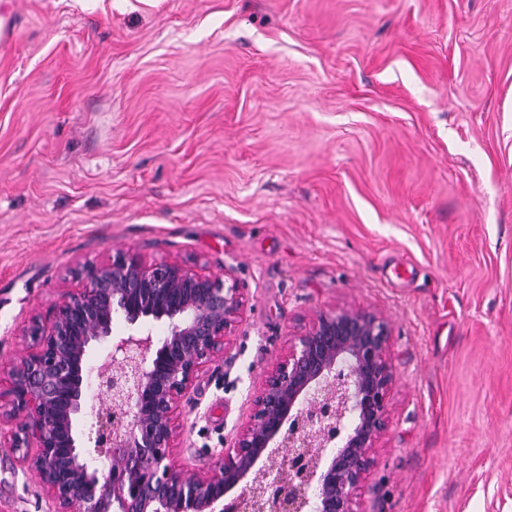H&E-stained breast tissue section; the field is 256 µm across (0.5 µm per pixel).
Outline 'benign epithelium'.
<instances>
[{
	"mask_svg": "<svg viewBox=\"0 0 512 512\" xmlns=\"http://www.w3.org/2000/svg\"><path fill=\"white\" fill-rule=\"evenodd\" d=\"M73 278L48 320L33 321V348L0 391V424L14 423L11 447L55 512H364L357 491L377 464L394 382L383 316L318 313L267 368L224 454L193 471L168 463L177 411L244 320L234 270L221 279L118 254ZM150 321L168 324L163 339ZM95 347L101 391L90 397Z\"/></svg>",
	"mask_w": 512,
	"mask_h": 512,
	"instance_id": "obj_1",
	"label": "benign epithelium"
}]
</instances>
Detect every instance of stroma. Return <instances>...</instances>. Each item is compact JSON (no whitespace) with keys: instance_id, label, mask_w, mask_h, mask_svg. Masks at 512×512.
<instances>
[{"instance_id":"stroma-1","label":"stroma","mask_w":512,"mask_h":512,"mask_svg":"<svg viewBox=\"0 0 512 512\" xmlns=\"http://www.w3.org/2000/svg\"><path fill=\"white\" fill-rule=\"evenodd\" d=\"M0 377L116 251L248 299L204 470L322 311L392 326L364 512H512V0H0ZM0 440V512H53Z\"/></svg>"}]
</instances>
